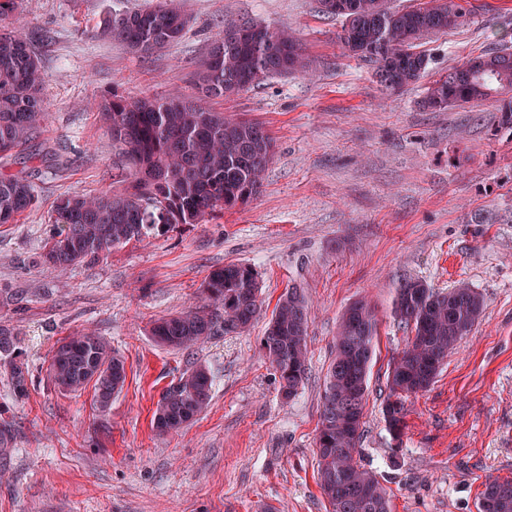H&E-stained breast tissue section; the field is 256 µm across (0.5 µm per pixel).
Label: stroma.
<instances>
[{
  "mask_svg": "<svg viewBox=\"0 0 512 512\" xmlns=\"http://www.w3.org/2000/svg\"><path fill=\"white\" fill-rule=\"evenodd\" d=\"M156 0H25L18 25L36 47L50 117L0 171L36 183L38 201L0 224V325L14 330L32 381L14 397L0 368V512H326L316 427L345 309L377 318L358 463L386 487L393 512H479L488 477L512 478V128L494 104L423 108L430 82L467 58L512 47V0H467L465 26L430 35L424 77L381 88L370 63L344 53L341 21L316 0H181L191 17L177 44L140 57L103 37L115 13ZM228 19L289 28L306 72L272 76L212 100L214 111L262 123L276 153L248 205L130 242L93 265L58 273L39 255L58 197L119 190L130 168L92 105L192 98L193 72ZM253 267L262 310L249 331L190 350L157 345L156 320L200 301L209 273ZM445 291L465 284L484 311L435 382L405 403L392 439L383 419L388 364L408 333L392 313L401 278ZM309 299V369L279 394L260 338L290 287ZM92 332L126 365L121 393L100 410L93 389L59 391L49 374L60 338ZM212 399L167 436L156 403L196 366Z\"/></svg>",
  "mask_w": 512,
  "mask_h": 512,
  "instance_id": "35a3bbf8",
  "label": "stroma"
}]
</instances>
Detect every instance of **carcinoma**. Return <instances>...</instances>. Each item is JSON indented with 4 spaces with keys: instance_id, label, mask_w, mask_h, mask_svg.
<instances>
[{
    "instance_id": "carcinoma-1",
    "label": "carcinoma",
    "mask_w": 512,
    "mask_h": 512,
    "mask_svg": "<svg viewBox=\"0 0 512 512\" xmlns=\"http://www.w3.org/2000/svg\"><path fill=\"white\" fill-rule=\"evenodd\" d=\"M320 12L342 19L339 40L351 55L374 67L378 82L400 89L416 82L428 67L417 43L430 34L465 25L470 12L461 0H422L411 9H393L387 0H317ZM23 0H0V155L38 137L49 112L42 95L41 64L30 40L12 27ZM190 18L174 0H157L146 10L112 16L103 33L142 57L178 42ZM242 25L247 37L229 44L225 35ZM278 44L281 56L271 57ZM512 52L500 48L448 70L428 88L424 105L444 111L470 103L494 102L501 123L512 127ZM297 38L286 30L254 21L227 22L194 72L201 96L142 97L129 101L118 91L96 110L112 140L131 166L129 181L118 191L96 196L69 193L55 204L59 225L40 262L58 272L95 264L112 249L162 235L175 224H197L216 208L246 203L260 187L262 173L275 154L267 133L255 135L258 123L224 115L211 98L237 94L273 74L306 69ZM36 202V188L26 177L0 173V224ZM256 271L228 263L210 272L205 302L158 320L152 335L169 349L181 350L214 336L246 331L261 311L251 299ZM484 309L482 296L470 287L439 291L406 278L393 299L395 317L412 337L390 367L389 394L383 407L394 436L404 428L405 401L434 383L448 352L468 335ZM309 301L292 287L280 297L263 336L261 350L278 375L279 392L295 396L307 370ZM377 318L361 301L357 312L343 314L336 336V357L328 370L316 434L318 484L330 512H392L387 489L377 476L355 462L375 351ZM0 360L9 368L12 392H28L29 367L17 351L12 331L0 326ZM50 375L63 392L93 384L94 397L106 410L126 381L125 362L110 344L90 333L62 338L55 347ZM212 379L205 368L183 373L161 394L154 412L159 435L180 430L209 405ZM482 512H512V480L484 484Z\"/></svg>"
}]
</instances>
